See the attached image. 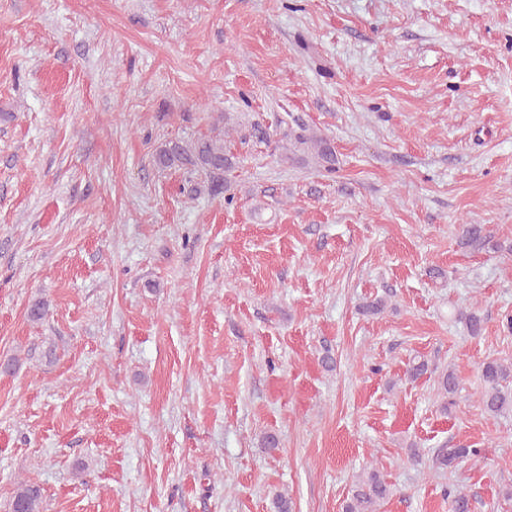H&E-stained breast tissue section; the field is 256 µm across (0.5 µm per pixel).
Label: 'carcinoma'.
Segmentation results:
<instances>
[{
	"label": "carcinoma",
	"mask_w": 512,
	"mask_h": 512,
	"mask_svg": "<svg viewBox=\"0 0 512 512\" xmlns=\"http://www.w3.org/2000/svg\"><path fill=\"white\" fill-rule=\"evenodd\" d=\"M294 144L305 145L314 151L319 163L334 162V154L326 138L316 135L299 134ZM155 162L162 168L188 166L200 177L202 187L192 191L208 190L215 195L229 191V176L237 168V157L227 148L223 138L203 137L193 143L169 140L159 146ZM490 242V234L483 224H468L463 228L460 245L480 249ZM483 392L480 407L487 416L496 418L512 412V391L503 389V382L512 379V362L496 359L486 360L480 366ZM437 389L443 396L456 392L458 381L452 371L443 370L436 375ZM479 455L476 448H450L441 450L432 459V468L445 471L455 463ZM393 495V489L380 474L371 470L360 475L352 489V495L345 505V512H378L379 507ZM41 489L31 480L18 482L10 503L11 512H41Z\"/></svg>",
	"instance_id": "cac0c4a2"
}]
</instances>
